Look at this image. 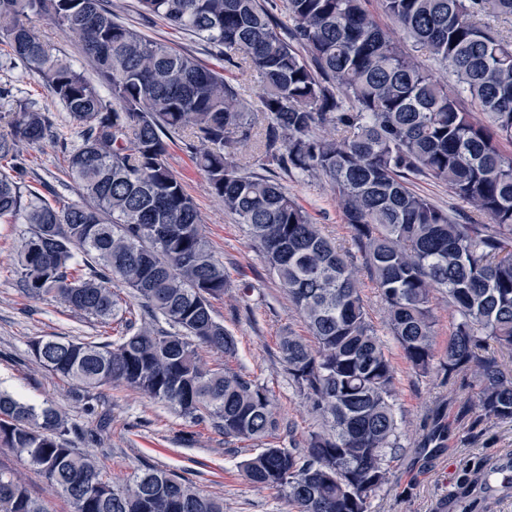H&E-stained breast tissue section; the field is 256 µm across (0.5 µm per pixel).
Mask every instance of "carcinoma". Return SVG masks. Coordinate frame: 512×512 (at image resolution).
<instances>
[{"label":"carcinoma","mask_w":512,"mask_h":512,"mask_svg":"<svg viewBox=\"0 0 512 512\" xmlns=\"http://www.w3.org/2000/svg\"><path fill=\"white\" fill-rule=\"evenodd\" d=\"M141 12L189 30L224 63L259 83L250 105L218 71L117 20L107 0H0V44L40 80L79 129L71 144L47 108L12 99L0 133V219L26 225L15 246L20 288L51 296L100 323L117 319L112 284L148 318L112 341L37 339L36 366L89 391L127 386L183 418L212 422L228 442L275 436L280 418L251 376L209 365L204 345L226 357L237 340L211 300L232 284L203 233L197 205L167 162L188 133L210 192L236 215L314 338L284 332L279 353L297 395L320 420L303 446L267 443L242 464L252 484L292 512H369L401 449L395 368L362 298L356 261L368 268L387 329L411 367L461 377L476 408L512 422V372L490 344L512 354V40L485 25L512 18V0H378L452 81L407 51L366 8L368 0H138ZM45 18L81 42L102 94L85 72L43 42ZM484 115L477 120L467 110ZM62 142L77 199L61 202L28 184L22 148ZM252 144L266 169L324 178L336 189L353 249L322 233L281 183L248 172L224 151ZM448 184L470 213L456 217L413 189ZM456 315L435 348L433 299ZM162 319L168 328L157 326ZM54 407L0 391V447L25 456L75 512H224V501L174 471L147 467L115 486L72 447ZM512 476L478 464L450 512H481ZM0 512H45L0 471Z\"/></svg>","instance_id":"1"}]
</instances>
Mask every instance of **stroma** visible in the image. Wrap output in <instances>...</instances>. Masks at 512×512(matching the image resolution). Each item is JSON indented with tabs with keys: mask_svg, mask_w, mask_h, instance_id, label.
I'll use <instances>...</instances> for the list:
<instances>
[{
	"mask_svg": "<svg viewBox=\"0 0 512 512\" xmlns=\"http://www.w3.org/2000/svg\"><path fill=\"white\" fill-rule=\"evenodd\" d=\"M120 21L146 37L176 51L195 56L210 69L255 100L258 87L232 68L211 44L196 35L172 28L164 20L142 15L137 0H110ZM14 85L48 108L56 126L69 141L77 130L68 125L63 107L52 99L23 64L0 69V86ZM28 171L38 174L63 201L75 198L68 177L65 153L59 144L44 141L23 152ZM168 165L195 199L203 231L233 284L251 288L249 297L236 291L214 301L216 317L238 341L235 358L226 360L209 348L200 355L211 363L227 362L234 370L255 377L269 390L284 424L293 428L295 442H302L315 425L313 416L288 382L278 340L284 330L307 336L277 280L269 274L259 250L250 242L237 218L211 195L203 174L195 166L186 139L175 136ZM276 179L337 244H351L335 189L326 180L296 173L276 172ZM22 225L0 221V390L38 407L52 405L67 416L75 433L73 444L95 458L104 477L125 483L145 467L174 470L195 487L221 498L224 512H291L287 502L269 490L254 487L240 464L257 452L255 444L226 443L209 423H192L168 405L153 401L127 387L95 390L93 408H86L73 383L53 377L31 361L28 343L36 337L99 339L98 322L72 312L55 300H34L20 288L15 274L14 246ZM362 296L396 373V415L403 449L390 465L388 481L371 500V512H439L468 471L478 462L512 453V423L488 416L462 415L460 405L467 388L444 382L441 375H419L405 360L383 323L382 303L367 269H360ZM440 409L448 431L441 447L426 445L425 434L433 409ZM0 470L20 478L45 512H73L70 501L55 492L28 463L25 456L0 447Z\"/></svg>",
	"mask_w": 512,
	"mask_h": 512,
	"instance_id": "stroma-1",
	"label": "stroma"
}]
</instances>
